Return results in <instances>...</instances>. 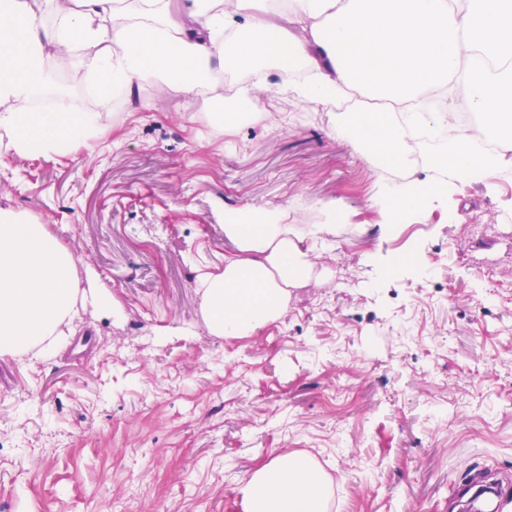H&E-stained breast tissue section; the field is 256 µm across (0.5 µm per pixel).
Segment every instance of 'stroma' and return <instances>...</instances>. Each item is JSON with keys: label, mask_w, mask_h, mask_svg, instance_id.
<instances>
[{"label": "stroma", "mask_w": 512, "mask_h": 512, "mask_svg": "<svg viewBox=\"0 0 512 512\" xmlns=\"http://www.w3.org/2000/svg\"><path fill=\"white\" fill-rule=\"evenodd\" d=\"M65 153L0 140V208L45 225L87 292L53 357L0 358V512H244L257 465L303 451L331 512H460L459 482L512 476V185L457 179L382 225L383 178L325 106L275 98L222 134L199 93L154 84ZM289 205L318 275L250 336L210 332L224 212ZM112 300L111 312L95 302ZM493 305H486L487 297Z\"/></svg>", "instance_id": "obj_1"}]
</instances>
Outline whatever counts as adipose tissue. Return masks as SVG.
I'll list each match as a JSON object with an SVG mask.
<instances>
[{
	"label": "adipose tissue",
	"instance_id": "adipose-tissue-1",
	"mask_svg": "<svg viewBox=\"0 0 512 512\" xmlns=\"http://www.w3.org/2000/svg\"><path fill=\"white\" fill-rule=\"evenodd\" d=\"M52 26L36 20L31 0H0V133L19 153L66 152L87 141L109 116L114 89L133 93L159 80L191 111L200 88L216 102L231 73L239 98L263 112L271 93L323 105L347 96L384 103L351 112L340 136L360 137L381 162H407L414 139H429L452 116L457 89L492 141L512 150V0H292L269 25L254 0H41ZM68 56L98 93L94 112L32 111L52 82L50 54ZM442 108L422 111L426 90ZM434 165L484 177L490 157L469 129L457 128ZM412 183L380 188L369 200L382 220L423 211L447 195ZM234 246L224 271L200 281L207 323L219 336H248L280 318L289 289L310 278L308 249L298 243L286 208L224 217ZM79 290L71 252L43 225L0 208V356L40 347L57 353L61 325ZM245 512H328L326 475L304 453L278 455L253 470L243 487Z\"/></svg>",
	"mask_w": 512,
	"mask_h": 512
}]
</instances>
